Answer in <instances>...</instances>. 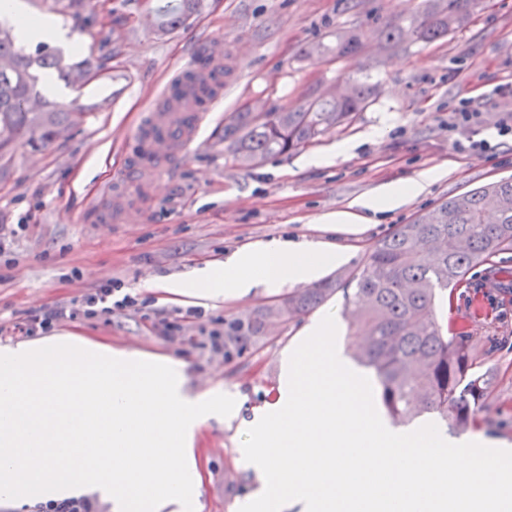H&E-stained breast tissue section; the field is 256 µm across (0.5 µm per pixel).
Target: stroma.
Listing matches in <instances>:
<instances>
[{
    "label": "stroma",
    "mask_w": 512,
    "mask_h": 512,
    "mask_svg": "<svg viewBox=\"0 0 512 512\" xmlns=\"http://www.w3.org/2000/svg\"><path fill=\"white\" fill-rule=\"evenodd\" d=\"M164 0H26L32 16L54 19L73 39L70 62L102 66L80 87L44 92V104L86 108L85 122L49 146L17 148L0 178V323H19L55 304L82 300L91 289L121 281L137 295L139 311L88 318L77 315L53 331L90 336L115 347L172 355L188 362L190 385L222 386L245 408L263 404L277 383L281 349L307 324L288 323L279 335L258 341L225 361L219 343L224 321L243 317L272 294L259 291L192 314L181 299L158 301L152 281L177 279L242 247L285 236L327 239L326 216L350 210L384 187L431 169L438 177L420 195L374 217L361 232L337 235L350 254L343 273L362 265L370 246L394 225L472 188L512 177V140L492 130L512 98L495 93L512 80V0H475L471 21L431 43L404 40L387 47L379 36L387 22L421 14L424 0H204L200 13L162 34L143 24ZM358 30L362 49L336 57L329 49L340 30ZM222 40V98L212 123L176 166L157 171L155 197L124 179L125 152L147 112L159 106L160 88L181 63ZM368 81L372 103L348 128L329 131L319 143L267 159L253 168L235 165L226 151L224 125L238 112L291 108L305 99ZM472 100L484 118L479 137L488 153L457 152L448 120L460 99ZM351 143L347 154L337 145ZM328 156L320 166L311 156ZM112 212V220L101 217ZM457 289L448 313L465 324L475 345L496 336L504 348L496 372L497 438L512 443V296L487 281L483 269ZM242 438L211 422L198 441L202 474L200 512H236L255 487L239 464Z\"/></svg>",
    "instance_id": "35a3bbf8"
}]
</instances>
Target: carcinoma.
Returning a JSON list of instances; mask_svg holds the SVG:
<instances>
[{"label":"carcinoma","mask_w":512,"mask_h":512,"mask_svg":"<svg viewBox=\"0 0 512 512\" xmlns=\"http://www.w3.org/2000/svg\"><path fill=\"white\" fill-rule=\"evenodd\" d=\"M201 0H175L158 9L162 27L171 31L184 23ZM428 9L408 27L388 25L380 38L388 45L405 36L430 44L462 29L474 0H428ZM356 31L336 36V56L359 52ZM53 69L72 85H83L100 74L86 66L62 64V57L41 49L24 53L12 28L0 24V160L19 144L45 147L82 124L86 113L77 106L36 112L38 95L33 67ZM220 70L197 75L178 99L200 102L197 92L219 84ZM365 81L341 96L326 92L294 109L280 112H239L224 125V141L241 167L270 155H286L319 141L329 129L350 125L372 101ZM512 251V178L451 197L408 224H397L368 251L364 264L315 287L303 288L259 306L247 316L224 321V358L247 351L259 336L294 317L319 307L342 292L354 322L353 357L373 370L380 402L397 423L434 413L452 429L466 430L483 421L493 431L502 422L489 418L494 407V372L479 371L464 326L448 328L439 302L445 293L467 281L476 267L497 270L495 258Z\"/></svg>","instance_id":"cac0c4a2"}]
</instances>
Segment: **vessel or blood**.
Returning a JSON list of instances; mask_svg holds the SVG:
<instances>
[{
  "instance_id": "b4317fda",
  "label": "vessel or blood",
  "mask_w": 512,
  "mask_h": 512,
  "mask_svg": "<svg viewBox=\"0 0 512 512\" xmlns=\"http://www.w3.org/2000/svg\"><path fill=\"white\" fill-rule=\"evenodd\" d=\"M208 120V113L195 108L172 112L162 105L149 112L129 149L130 179L149 184L156 168L183 158L186 146L196 139Z\"/></svg>"
}]
</instances>
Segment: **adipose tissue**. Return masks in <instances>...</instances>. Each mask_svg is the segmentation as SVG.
I'll list each match as a JSON object with an SVG mask.
<instances>
[{
  "label": "adipose tissue",
  "instance_id": "adipose-tissue-1",
  "mask_svg": "<svg viewBox=\"0 0 512 512\" xmlns=\"http://www.w3.org/2000/svg\"><path fill=\"white\" fill-rule=\"evenodd\" d=\"M0 18L15 22L24 41L63 44L69 41L66 29L43 18H30L23 0H0ZM435 177L434 171L421 172L360 202L359 207L372 212L391 209L399 199L420 194ZM347 259L346 247L337 243L275 239L237 250L224 261L195 269L190 277L149 284L148 289L162 296L216 304L244 298L258 288L271 292L317 283L329 269Z\"/></svg>",
  "mask_w": 512,
  "mask_h": 512
}]
</instances>
